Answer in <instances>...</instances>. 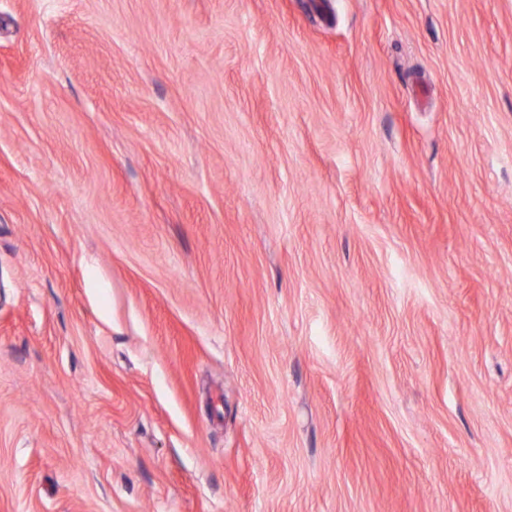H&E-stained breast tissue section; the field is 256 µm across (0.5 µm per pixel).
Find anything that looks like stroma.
Instances as JSON below:
<instances>
[{"label":"stroma","mask_w":512,"mask_h":512,"mask_svg":"<svg viewBox=\"0 0 512 512\" xmlns=\"http://www.w3.org/2000/svg\"><path fill=\"white\" fill-rule=\"evenodd\" d=\"M0 512H512V0H0Z\"/></svg>","instance_id":"35a3bbf8"}]
</instances>
